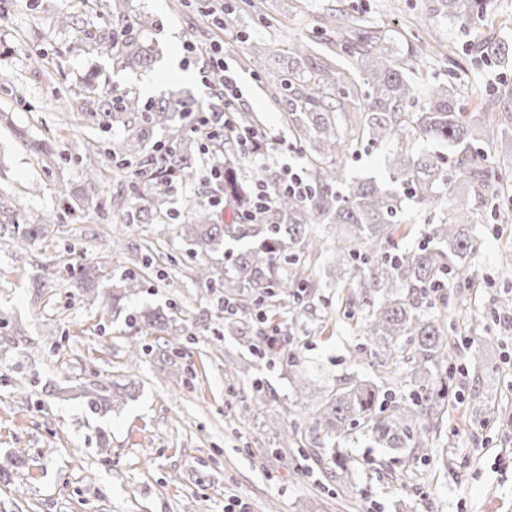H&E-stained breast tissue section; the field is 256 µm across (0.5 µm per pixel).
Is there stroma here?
I'll list each match as a JSON object with an SVG mask.
<instances>
[{"mask_svg":"<svg viewBox=\"0 0 512 512\" xmlns=\"http://www.w3.org/2000/svg\"><path fill=\"white\" fill-rule=\"evenodd\" d=\"M71 2L0 0L7 14L0 21V190L29 223L50 212L61 216L55 238L26 246L22 262H15L13 248H0V461L23 460L10 481L0 482V512H512V421L485 412L512 401V307H497L498 299L512 298V223L486 214L477 226L470 264L484 285L468 306L449 305L448 314L460 325L485 318L486 329L458 362L459 395L449 400L428 447L390 454L353 431L345 443L352 480L335 481L289 448L285 432L268 429L282 417L291 426L300 422L318 408L322 390L376 373L370 360L349 357L358 337L352 321L339 315L343 291L328 276L335 254L317 258L319 286L291 329L314 382L300 393L288 366L258 361L263 337L224 333L222 295L190 279L194 257L174 226L160 234L149 224L131 228L113 212V197L127 195L132 179L131 169L117 168L107 153L117 131L56 129L65 99L93 76L145 101L175 91L209 109L215 93L202 85L196 66L182 64V46L220 40L237 75L232 106L251 113L269 143L264 163L303 166L305 149L288 125L276 71L253 70L245 56L258 41L283 57L294 38L333 41L320 24L330 8L375 23L395 43H429L409 66L417 91L452 83L471 112L489 88H512V64L477 63L467 28L440 15L437 0H229L233 12L220 29L197 20L208 0H187L178 11L173 0H130L133 12L156 20L148 37L160 56L148 69L117 70L111 55L56 27L57 14ZM35 58L54 73V83L33 69ZM44 140L58 152L49 172L31 149ZM341 163L349 180L390 179L378 148L349 142ZM92 165L104 178L91 187L84 172ZM58 180L67 183L68 199L56 196ZM35 183L42 184L40 193L31 192ZM116 234L136 248L132 268L141 286L123 311L96 313L72 297L68 278L89 256L102 268V286H111L124 268L112 253ZM47 270L54 279L35 292L34 278ZM147 307L183 320L175 375L160 369L163 338L136 336L125 324L127 312ZM135 339L150 353L132 363L124 351ZM122 372L137 375L138 397L103 417L86 412L79 385ZM258 381L269 393L267 404L238 421ZM102 434L110 441L104 452Z\"/></svg>","mask_w":512,"mask_h":512,"instance_id":"1","label":"stroma"}]
</instances>
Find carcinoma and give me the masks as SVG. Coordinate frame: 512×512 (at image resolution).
<instances>
[{
  "label": "carcinoma",
  "mask_w": 512,
  "mask_h": 512,
  "mask_svg": "<svg viewBox=\"0 0 512 512\" xmlns=\"http://www.w3.org/2000/svg\"><path fill=\"white\" fill-rule=\"evenodd\" d=\"M488 0H440L441 14L458 18L470 28V50L480 60L505 62L512 56V44L486 35L476 22L483 20ZM58 23L81 35L91 50L112 54L116 69L148 68L154 52L142 33L155 26L151 17L132 13L128 0H112L105 24L89 28L80 16L67 12ZM322 29L336 33L335 48L320 56L309 40L288 42V61L281 63V99L288 105L289 120L299 140L305 143V173L311 195L305 199L283 193L273 195L259 223L236 218L245 206V194L255 183L268 186L279 180L269 167H245L233 131L252 128L250 115L223 112L214 107L211 119L228 121L224 135H215L204 150L201 141L188 130L191 99L164 98L143 102L131 91L110 87L99 90L96 80L67 99L62 121L103 130L118 128L123 137L108 148L118 162L135 161L146 174L189 176L203 156L210 166L224 169V181L208 191L224 198V212L230 220L207 203L190 199L187 220L176 225L198 259L194 273L206 288L224 289L227 300L243 297L255 305L268 304L278 318L272 331L290 335L298 319L302 292L314 287L311 267L313 253L325 244L312 234L315 224H335L344 229L336 235V254L357 260L353 273L344 276L336 269V283L347 290L344 315L355 320L360 343L350 352L351 359L374 357L384 369L382 382L353 378L347 385L322 395L319 409L302 417L305 440L322 449H333L330 460L336 474H349V457L336 448V442L360 427L380 448L405 454L411 448L426 447L439 419L448 410L450 384L457 360L468 343L450 339L454 324L448 323V301H468L465 290L476 286V276L468 258L477 249L474 215L497 207L499 193L512 181V165H496L484 146L495 140V133L512 128V100L500 95L487 96L481 111L472 114L458 106L452 85L435 84L418 98L406 68V57L422 54V48L406 43L404 52L394 53L385 32L379 27L349 18L341 12L321 16ZM127 26L131 32L112 39L113 28ZM272 51L263 42L249 48L248 63L260 72L267 70ZM347 56L356 65L360 85L365 89L363 112L351 119L343 103L353 89L338 82L345 73L336 57ZM308 64L309 77L299 73ZM167 129V141L152 143L155 128ZM382 148L396 182L386 187L368 178L351 182L342 192L340 158L346 134ZM430 142L448 148L450 156L436 152H416L417 142ZM425 210H440L439 222L432 225L425 242L412 250H401L396 237L409 235L412 227L400 222L399 213L407 194ZM124 210L127 224H164L173 217L167 200L141 196L133 201L116 199ZM0 223L11 224L17 238L27 244L53 236L55 216L36 224L22 222L11 202L0 197ZM250 238L249 245L221 260L227 240ZM141 284L130 271L112 277V286L98 287L94 266H82L72 282L73 297L101 313L120 309ZM129 326L141 334L166 336L176 343L183 325L167 313L147 308L129 316ZM224 330L245 336L254 330L248 308L242 314L224 316ZM424 374L433 368V380L416 382L408 398L398 395L405 379L403 369ZM136 380L128 377L81 387V395L95 414L119 411L134 397Z\"/></svg>",
  "instance_id": "obj_1"
}]
</instances>
